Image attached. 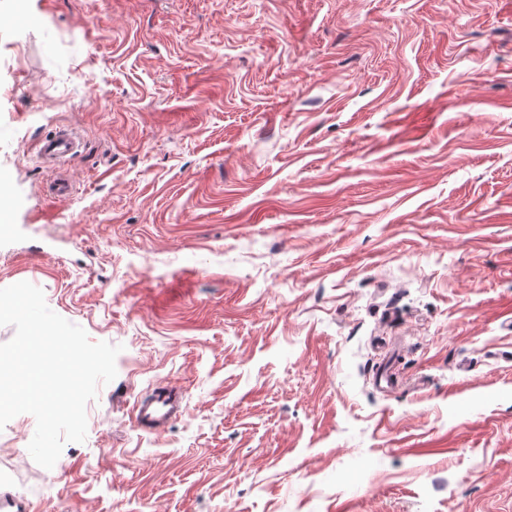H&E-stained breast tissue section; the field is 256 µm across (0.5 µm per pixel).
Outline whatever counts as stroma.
<instances>
[{"label": "stroma", "instance_id": "obj_1", "mask_svg": "<svg viewBox=\"0 0 512 512\" xmlns=\"http://www.w3.org/2000/svg\"><path fill=\"white\" fill-rule=\"evenodd\" d=\"M0 208L121 348L25 512H512V0H0ZM80 142L72 131H59L53 137L44 139L39 146L41 163L51 169L65 166L79 155ZM182 395L176 387L166 385L155 391L136 407L135 421L138 425H162L183 413Z\"/></svg>", "mask_w": 512, "mask_h": 512}]
</instances>
